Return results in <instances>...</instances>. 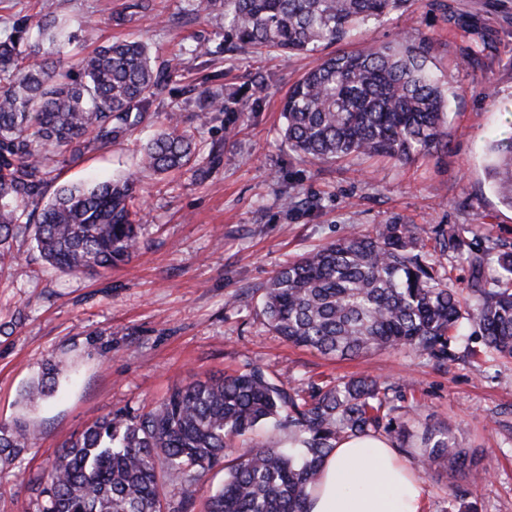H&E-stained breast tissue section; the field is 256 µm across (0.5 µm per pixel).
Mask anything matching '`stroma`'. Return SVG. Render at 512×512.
<instances>
[{
  "label": "stroma",
  "mask_w": 512,
  "mask_h": 512,
  "mask_svg": "<svg viewBox=\"0 0 512 512\" xmlns=\"http://www.w3.org/2000/svg\"><path fill=\"white\" fill-rule=\"evenodd\" d=\"M129 3L0 0V37L18 18L51 12L76 21L68 53L136 37L158 64L177 69L151 108L149 127L56 171L60 185L137 174L143 247L110 272L64 275L20 239L0 274V422L21 417L39 433L19 460L0 466V512L34 500L33 478L97 418L150 410L174 387L256 364L306 393L366 374L388 380L392 416L403 428L388 440L400 457L412 461L429 427L448 430L474 461L492 464L490 477L476 484L440 466L423 473L425 512H512V361L477 336L443 364L403 349L330 358L275 335L261 312V289L280 266L379 224L421 225L430 248L476 226L472 246L485 255L487 277L497 274V245L512 246V208L485 167L489 145L512 138V0H416L344 42L352 50L408 35L431 46L430 68L449 91L451 141L447 151L405 165L387 158L313 164L288 150L283 101L319 54L286 59L249 49L191 59L186 46L223 42V15L188 16L189 0H152L147 13ZM447 4L460 12L459 22L448 21ZM485 41L479 66L464 63L466 45ZM204 83L243 94L241 111L212 113L197 135L202 149L221 148L206 177L139 170L140 144L166 112L191 117ZM284 184L298 193L288 212L278 193ZM49 360L65 365L71 384L58 401L25 406L23 388Z\"/></svg>",
  "instance_id": "stroma-1"
}]
</instances>
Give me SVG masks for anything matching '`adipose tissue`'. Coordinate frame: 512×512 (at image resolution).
Instances as JSON below:
<instances>
[{"label": "adipose tissue", "mask_w": 512, "mask_h": 512, "mask_svg": "<svg viewBox=\"0 0 512 512\" xmlns=\"http://www.w3.org/2000/svg\"><path fill=\"white\" fill-rule=\"evenodd\" d=\"M418 473L382 436L346 438L323 462L306 512H424Z\"/></svg>", "instance_id": "adipose-tissue-1"}]
</instances>
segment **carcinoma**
<instances>
[{"label":"carcinoma","instance_id":"cac0c4a2","mask_svg":"<svg viewBox=\"0 0 512 512\" xmlns=\"http://www.w3.org/2000/svg\"><path fill=\"white\" fill-rule=\"evenodd\" d=\"M410 0H191L193 14L224 7V46H194L190 55L237 49L313 54L348 39L360 25L403 10ZM74 38L57 15L34 26L18 22L0 38V272L12 245L30 237L40 257L66 274L101 273L131 259L141 225L131 209L132 173L92 184H64L51 199L53 149L74 162L111 146L149 116L171 77L149 45L122 40L74 60L63 48ZM425 42L370 44L321 59L288 91L282 107L288 148L315 163L352 155L406 164L448 145V97L434 79ZM239 100L204 89L191 122L211 112H235ZM195 134L178 112L165 114L141 148L143 168L158 174L198 166ZM487 178L512 207V140L492 145ZM416 224H381L353 232L294 258L262 288L263 315L285 340L330 357H357L404 348L441 363L465 324L485 347L512 359V249L498 258L501 273L484 277V256L468 253L470 293L463 297L437 274ZM459 232L440 247L462 255ZM58 368L48 364L25 390L39 405L57 397ZM392 385L366 376L319 388L310 399L252 366L177 387L151 410L119 411L90 424L58 453L41 486L36 512H189L190 487L206 472L224 483L204 512H305L308 490L324 459L343 438L395 431ZM262 425L270 435L233 457L235 441ZM288 430V440L274 432ZM35 433L19 418L0 424V461L11 462ZM418 464L450 471L466 452L448 432L428 429ZM165 485L180 487L163 497Z\"/></svg>","mask_w":512,"mask_h":512}]
</instances>
